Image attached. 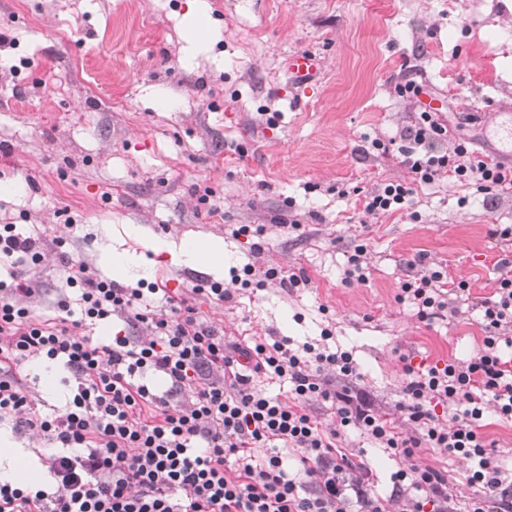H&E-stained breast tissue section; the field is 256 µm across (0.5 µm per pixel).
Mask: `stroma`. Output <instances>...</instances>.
<instances>
[{
	"mask_svg": "<svg viewBox=\"0 0 512 512\" xmlns=\"http://www.w3.org/2000/svg\"><path fill=\"white\" fill-rule=\"evenodd\" d=\"M210 19L194 33L195 10ZM0 225L38 238L46 258L25 276L37 288L34 315L65 289L52 241L64 235L75 260L101 278L103 254L138 224L169 241L216 235L225 271L251 267L248 287L228 301L202 294L212 275L160 262L129 287H154L165 307L179 293L200 322L242 345L288 338L352 352L355 401L392 416L414 366L469 359L485 335L477 301L493 297L512 244L493 237L512 225V195L467 198L453 173L416 189L411 212L364 214L371 188L402 179L397 149L377 153L426 102L435 101L449 140L483 143L495 103L512 100V9L505 0H0ZM321 61L302 85L282 68L294 53ZM412 80L418 97L400 96ZM296 216L299 228L283 226ZM262 229L263 249L233 227ZM365 245L367 280L342 273ZM427 255L466 281L469 300L419 320L399 300L408 260ZM303 271L307 286L263 283L267 268ZM41 414L61 407L65 371L31 361L15 367ZM38 471L55 447L47 437L0 425ZM346 454L361 457L378 493L404 467L357 432Z\"/></svg>",
	"mask_w": 512,
	"mask_h": 512,
	"instance_id": "1",
	"label": "stroma"
}]
</instances>
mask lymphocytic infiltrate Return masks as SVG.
Here are the masks:
<instances>
[{
    "instance_id": "lymphocytic-infiltrate-1",
    "label": "lymphocytic infiltrate",
    "mask_w": 512,
    "mask_h": 512,
    "mask_svg": "<svg viewBox=\"0 0 512 512\" xmlns=\"http://www.w3.org/2000/svg\"><path fill=\"white\" fill-rule=\"evenodd\" d=\"M399 138L408 177L366 195L367 214L408 209L415 185L448 170L469 191L512 190L511 164L488 166L465 141L445 149L447 129L437 113H417ZM0 259L12 267L0 279V422L41 432L59 448L47 459L43 483L0 482V512H448L453 503L461 512H512V477L481 431L487 413L512 420L511 274L480 303L485 337L475 357L424 371L403 363L396 422L329 387L327 375L347 383L357 377L350 352L294 348L285 338L227 343L184 298L167 296V311H155L141 289L116 286L82 262L66 278L79 291L80 319H66L63 294L56 301L63 319L42 320L26 304L32 281L16 271L41 262L37 240L1 224ZM408 266L417 275L402 283L400 296L419 319L440 315L449 294L468 291L463 281L448 289L446 269L428 267L425 257ZM117 319L141 323L144 335L118 333L99 347L80 333ZM42 358L66 369L73 383L64 408L51 416L35 410L12 372ZM260 373L287 378L294 403L259 390ZM312 401L334 404L328 428L308 413ZM440 407L452 411L450 422L440 421ZM351 430L407 461L389 496L372 492L364 464L340 451ZM271 441L299 451L295 469L275 453L256 459L254 448ZM424 448L471 461L468 494L455 493L438 468L415 464Z\"/></svg>"
}]
</instances>
